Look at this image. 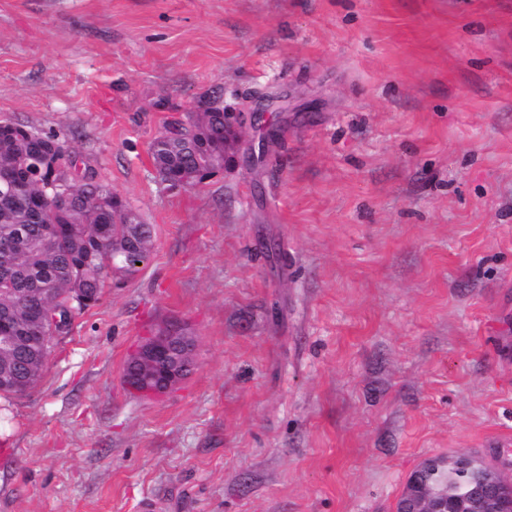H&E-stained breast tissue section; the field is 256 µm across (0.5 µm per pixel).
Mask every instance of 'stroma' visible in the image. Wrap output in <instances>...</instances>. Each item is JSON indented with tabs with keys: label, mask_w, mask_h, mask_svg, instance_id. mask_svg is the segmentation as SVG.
<instances>
[{
	"label": "stroma",
	"mask_w": 512,
	"mask_h": 512,
	"mask_svg": "<svg viewBox=\"0 0 512 512\" xmlns=\"http://www.w3.org/2000/svg\"><path fill=\"white\" fill-rule=\"evenodd\" d=\"M220 97L282 137L172 189ZM154 231L0 414V512H395L446 453L512 477V0H0V121ZM178 321L191 374L130 394ZM152 157L157 163L162 162L170 179H180V175L186 169L205 167L202 164L203 156L200 153L198 141L193 137H188L162 152L154 151ZM153 168L161 181L172 188L194 185L199 177V172L196 171L191 177L182 178L174 183L169 178L167 179L158 167L154 165ZM197 343L184 325L170 323L148 336L128 358L123 383L146 397H162L186 378L194 367Z\"/></svg>",
	"instance_id": "35a3bbf8"
}]
</instances>
